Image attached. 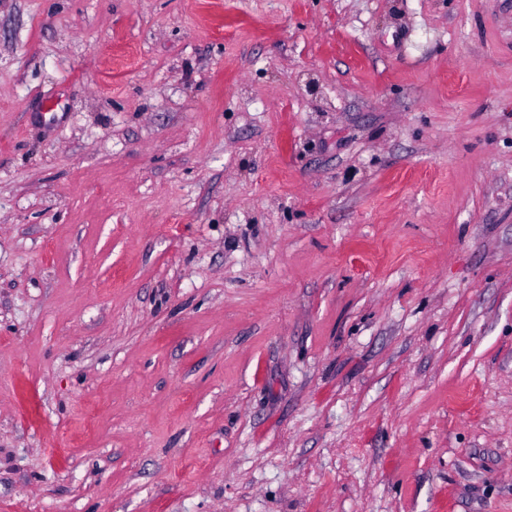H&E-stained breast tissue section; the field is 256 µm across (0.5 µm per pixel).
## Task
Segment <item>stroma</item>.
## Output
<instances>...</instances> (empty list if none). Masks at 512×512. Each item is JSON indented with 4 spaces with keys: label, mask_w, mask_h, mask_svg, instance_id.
Here are the masks:
<instances>
[{
    "label": "stroma",
    "mask_w": 512,
    "mask_h": 512,
    "mask_svg": "<svg viewBox=\"0 0 512 512\" xmlns=\"http://www.w3.org/2000/svg\"><path fill=\"white\" fill-rule=\"evenodd\" d=\"M0 512H512V0H0Z\"/></svg>",
    "instance_id": "1"
}]
</instances>
